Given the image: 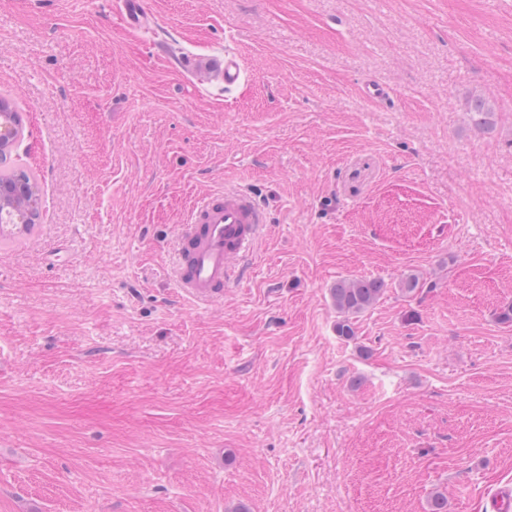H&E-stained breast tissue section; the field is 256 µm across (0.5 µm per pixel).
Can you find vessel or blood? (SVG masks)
Returning a JSON list of instances; mask_svg holds the SVG:
<instances>
[{
	"label": "vessel or blood",
	"mask_w": 512,
	"mask_h": 512,
	"mask_svg": "<svg viewBox=\"0 0 512 512\" xmlns=\"http://www.w3.org/2000/svg\"><path fill=\"white\" fill-rule=\"evenodd\" d=\"M120 10L130 26L144 32L151 29L152 20L140 0H122ZM181 64L192 72L219 73L228 89L236 87L243 77L239 56L229 50L205 62L187 56ZM266 228L265 211L253 192L227 189L198 200L178 240L176 287L192 300H215L241 277Z\"/></svg>",
	"instance_id": "1"
}]
</instances>
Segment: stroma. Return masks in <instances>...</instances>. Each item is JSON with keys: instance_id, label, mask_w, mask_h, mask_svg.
Instances as JSON below:
<instances>
[{"instance_id": "stroma-1", "label": "stroma", "mask_w": 512, "mask_h": 512, "mask_svg": "<svg viewBox=\"0 0 512 512\" xmlns=\"http://www.w3.org/2000/svg\"><path fill=\"white\" fill-rule=\"evenodd\" d=\"M113 2L0 0L43 196L0 227V512H486L512 487V0H144L151 36ZM228 49L232 90L179 66ZM233 187L268 232L201 305L176 239ZM363 277L386 292L346 340L329 289Z\"/></svg>"}]
</instances>
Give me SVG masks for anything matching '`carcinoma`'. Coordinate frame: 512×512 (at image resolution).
Segmentation results:
<instances>
[{"label": "carcinoma", "mask_w": 512, "mask_h": 512, "mask_svg": "<svg viewBox=\"0 0 512 512\" xmlns=\"http://www.w3.org/2000/svg\"><path fill=\"white\" fill-rule=\"evenodd\" d=\"M492 109L483 98L478 99L472 108V120L478 127L490 124ZM12 123L18 134H23L21 113L8 98L0 96V123ZM10 185L20 195L4 201L5 210H0V224H22L28 228L40 217V195L37 183L31 174L19 167L0 172V187ZM384 283L371 278L343 279L329 288L333 306L340 314L336 323V333L346 339L356 336L354 319L376 305L384 294Z\"/></svg>", "instance_id": "carcinoma-1"}]
</instances>
